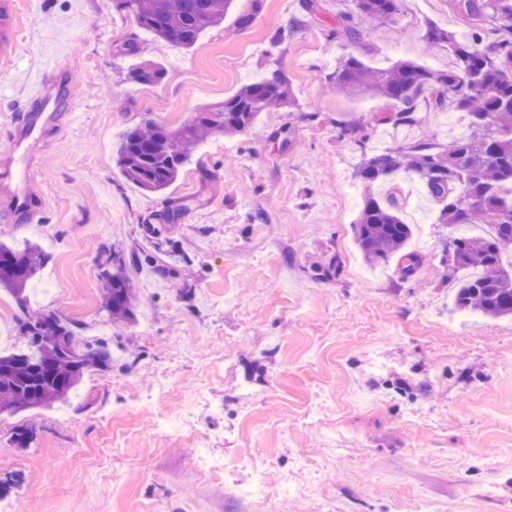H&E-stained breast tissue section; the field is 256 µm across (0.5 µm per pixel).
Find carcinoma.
Here are the masks:
<instances>
[{
    "mask_svg": "<svg viewBox=\"0 0 512 512\" xmlns=\"http://www.w3.org/2000/svg\"><path fill=\"white\" fill-rule=\"evenodd\" d=\"M233 0H113L115 9L135 17L153 39L188 48L200 34L224 21ZM354 11L339 15L336 32L352 41L361 37L359 22H385L398 10V0H351ZM459 11L474 21L472 39L458 41L436 25L425 39L448 49L455 65L448 73L431 72L412 62L387 69L371 68L350 57L341 60L331 79L354 97L376 95L392 101L396 111L371 121L408 126L418 123V103L435 110L463 112L469 134L446 145L419 140L390 147L362 160L355 178L366 186L400 174L413 175L435 206L436 223L457 228L487 224L489 234L451 238L448 276L477 267L481 276L460 283L456 307L487 318L512 317V267L502 263L512 251V0H456ZM162 68L146 59L131 73L139 82L158 83ZM295 98L277 70L244 84L234 95L197 113L195 120L170 130L152 123L126 130L118 148L124 175L139 188L160 192L175 182L186 162L206 137L246 134L259 113L292 107ZM403 200L364 197L353 225L357 244L371 264L400 255L402 277L411 276L421 259L405 252L411 225L401 217ZM45 257L37 248L18 251L0 243V288L10 291L23 313L24 348L0 355V411H20L67 401L83 375L112 368L108 343H81L69 322L50 313L32 311L25 290ZM103 310L114 321L132 317L134 290L128 275L104 274Z\"/></svg>",
    "mask_w": 512,
    "mask_h": 512,
    "instance_id": "obj_1",
    "label": "carcinoma"
}]
</instances>
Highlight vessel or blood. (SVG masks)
Wrapping results in <instances>:
<instances>
[{
    "label": "vessel or blood",
    "mask_w": 512,
    "mask_h": 512,
    "mask_svg": "<svg viewBox=\"0 0 512 512\" xmlns=\"http://www.w3.org/2000/svg\"><path fill=\"white\" fill-rule=\"evenodd\" d=\"M20 0H0V67L9 68L17 56ZM68 80L57 68H49L31 95L12 118L14 129L8 147L0 153V196L8 200L9 217L15 224L33 223L36 210L30 192L20 180L46 128L64 119L58 89Z\"/></svg>",
    "instance_id": "obj_1"
}]
</instances>
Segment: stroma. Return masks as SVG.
<instances>
[{
  "label": "stroma",
  "instance_id": "35a3bbf8",
  "mask_svg": "<svg viewBox=\"0 0 512 512\" xmlns=\"http://www.w3.org/2000/svg\"><path fill=\"white\" fill-rule=\"evenodd\" d=\"M24 2L18 56L0 72V144L48 66L72 73L64 95L76 107L27 170L36 222H0V242L48 256L26 289L32 309L114 353L68 403L0 413V481L17 512H512V317L455 312L452 230L430 202L427 228H412L408 248L423 262L409 278L398 258L367 264L352 229L364 197L391 189L354 178L362 151L457 134L423 103L417 125L365 127L358 146L337 122L393 105L329 81L349 55L447 72L453 57L428 50L425 33L434 24L470 39L451 0H399L392 21L355 42L336 36L350 0H315L313 12L305 0H234L189 48L152 41L112 0ZM130 39L163 66L160 83L129 80ZM274 62L295 107L203 143L164 191L124 176L127 129L178 128ZM172 209L180 219L161 223ZM118 267L136 288L127 325L102 308V275ZM188 407L179 435L158 429L159 416ZM25 428L34 437L23 447ZM245 458L268 471L262 497L236 491ZM285 478L297 483L287 496Z\"/></svg>",
  "mask_w": 512,
  "mask_h": 512
}]
</instances>
